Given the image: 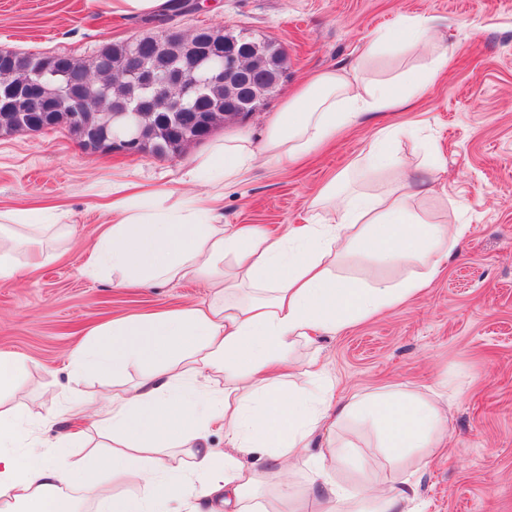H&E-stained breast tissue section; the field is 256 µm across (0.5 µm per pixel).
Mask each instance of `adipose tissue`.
<instances>
[{
	"label": "adipose tissue",
	"instance_id": "adipose-tissue-1",
	"mask_svg": "<svg viewBox=\"0 0 512 512\" xmlns=\"http://www.w3.org/2000/svg\"><path fill=\"white\" fill-rule=\"evenodd\" d=\"M442 40L438 18L406 17L364 44L360 57L370 59L386 46L406 52L431 46L427 65L374 83L344 69L315 74L278 112L262 147L242 134L198 159L190 178L209 184L205 198L169 205L151 193L137 204L117 190L109 204L112 222L86 251L81 273L111 271L118 288L202 280L214 297L95 327L100 343L73 353L69 366L78 378L152 363L135 386L96 409L73 401L75 413L88 415L90 431L111 444L93 467L77 460L71 437L44 453L20 410H0V512H76L71 489L80 472L95 489L100 512H194L200 497L247 512L244 502L259 488L262 467L284 462L311 466L317 493L301 498L286 488L258 512H411L413 484L358 490L337 482L332 472L354 467L362 421L371 423L379 448L396 466L441 447L448 420L433 394L357 392L336 402L319 359L300 361L294 347L422 294L442 273L464 225L424 220L405 176L373 194H340L328 186L315 206L331 212V219L292 224L277 236L256 224L223 223L221 203L225 187L244 181L258 165L294 162L362 114L407 106L410 94L447 67L448 54L438 48ZM56 235V225L32 214L0 211V280L54 261L48 243ZM357 257L405 275L363 281L340 273ZM298 374L306 376L307 388L292 386ZM219 376L220 389L213 385ZM216 427L224 431L220 448L209 444ZM164 448L183 449L189 466L170 465L160 454ZM138 470L150 474L139 492L113 494L114 481Z\"/></svg>",
	"mask_w": 512,
	"mask_h": 512
}]
</instances>
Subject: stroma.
<instances>
[{"label": "stroma", "mask_w": 512, "mask_h": 512, "mask_svg": "<svg viewBox=\"0 0 512 512\" xmlns=\"http://www.w3.org/2000/svg\"><path fill=\"white\" fill-rule=\"evenodd\" d=\"M200 12L169 17L167 27L246 30L280 43L288 76L257 113L220 124L210 138L174 157L82 149L65 127L0 135V210L37 208L74 227L73 244L26 277L0 281V351L28 356L23 393L0 397L28 413L41 444L82 430L65 408L73 399H99L130 388L149 367L130 365L112 376L73 378L71 354L92 344L95 324L211 297L206 284L175 280L116 288L111 273L81 274V256L109 217L103 202L118 186L137 183L169 203L205 191L185 174L213 142L245 133L262 145L285 100L321 70L345 66L368 80H385L424 57L384 48L363 61L360 47L405 16L446 24L448 66L412 107L361 118L334 143L286 168L262 165L224 190V221L262 224L279 232L315 219L311 201L329 180L351 188L383 189L388 172L371 169L366 153L379 128L425 123L428 142L401 139L394 147L424 182L421 216L464 224L466 237L430 288L405 304L334 334L300 344L296 355H319L337 395L380 389H435L448 417L446 448L418 471L337 472L338 481L373 486L410 479L415 512H512V0H206ZM147 15H121L112 0H0V50L66 53L90 59L105 43L155 34ZM444 169L424 172L429 152Z\"/></svg>", "instance_id": "obj_1"}]
</instances>
